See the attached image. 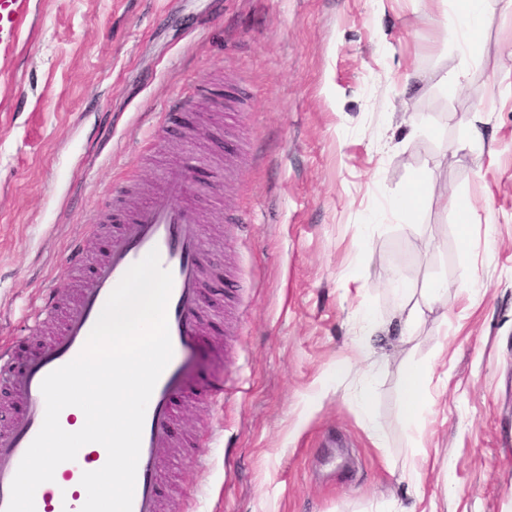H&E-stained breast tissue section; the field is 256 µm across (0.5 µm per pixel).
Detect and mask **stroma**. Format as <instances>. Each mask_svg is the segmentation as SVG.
<instances>
[{
	"instance_id": "1",
	"label": "stroma",
	"mask_w": 512,
	"mask_h": 512,
	"mask_svg": "<svg viewBox=\"0 0 512 512\" xmlns=\"http://www.w3.org/2000/svg\"><path fill=\"white\" fill-rule=\"evenodd\" d=\"M32 3L0 72V341L38 351L59 328H33L42 295L75 300L70 250L98 258L113 191L180 162L210 272L175 420L195 445L166 458L165 512H512V11L486 0L464 65L429 19L452 0ZM189 93L190 145L158 123ZM422 176L446 200L383 214ZM469 202L488 220L465 233ZM393 276L448 287L408 342ZM367 307L391 332L360 356ZM408 367L448 377L411 432ZM226 382L223 406L204 400Z\"/></svg>"
}]
</instances>
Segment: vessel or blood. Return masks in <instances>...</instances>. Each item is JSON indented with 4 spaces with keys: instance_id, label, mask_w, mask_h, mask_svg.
Segmentation results:
<instances>
[{
    "instance_id": "b4317fda",
    "label": "vessel or blood",
    "mask_w": 512,
    "mask_h": 512,
    "mask_svg": "<svg viewBox=\"0 0 512 512\" xmlns=\"http://www.w3.org/2000/svg\"><path fill=\"white\" fill-rule=\"evenodd\" d=\"M28 2L0 0V24H7L10 33L23 27ZM192 190L183 175L171 173L143 203L131 207L126 201L117 202L118 228L107 237L102 258L89 265L81 247L70 252L72 265L83 272V284L51 342L22 360L13 345L0 346V385L16 398L0 427V512H5L17 468L43 424V379L80 354L110 293L127 270L153 250L173 277L167 306L173 356L146 408L132 512H160L161 452L176 445L171 432L173 410L187 390L185 359L198 341L203 312L199 286L205 272L207 240L203 218L189 202ZM106 461V449L93 443L84 445L75 460L57 467L53 484L37 488L35 512H81L87 499L82 474L100 469Z\"/></svg>"
}]
</instances>
